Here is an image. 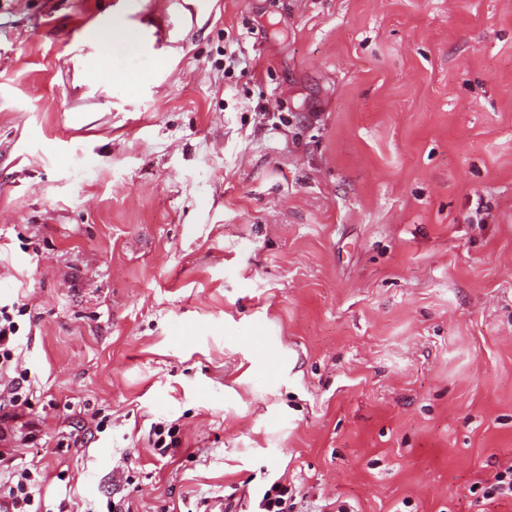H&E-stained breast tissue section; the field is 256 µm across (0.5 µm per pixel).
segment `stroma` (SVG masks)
I'll list each match as a JSON object with an SVG mask.
<instances>
[{
  "label": "stroma",
  "instance_id": "obj_1",
  "mask_svg": "<svg viewBox=\"0 0 512 512\" xmlns=\"http://www.w3.org/2000/svg\"><path fill=\"white\" fill-rule=\"evenodd\" d=\"M14 302L40 512H512V0H0ZM473 490V493L477 495L474 501L476 506L509 498L512 502V464L499 467L492 482L475 483ZM336 502L310 503L299 487L287 486L279 480L269 484L255 499L251 512H332L326 510ZM298 505L306 510H296Z\"/></svg>",
  "mask_w": 512,
  "mask_h": 512
}]
</instances>
